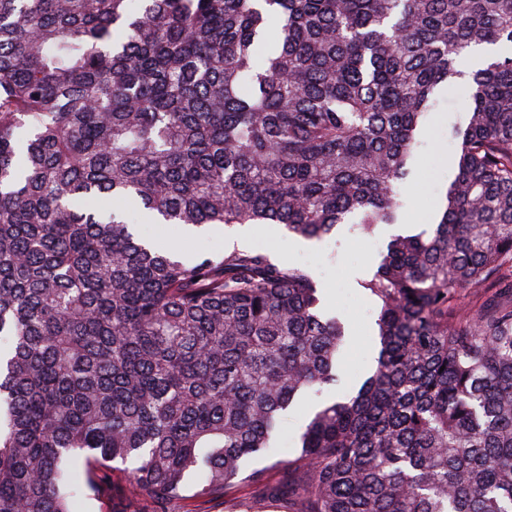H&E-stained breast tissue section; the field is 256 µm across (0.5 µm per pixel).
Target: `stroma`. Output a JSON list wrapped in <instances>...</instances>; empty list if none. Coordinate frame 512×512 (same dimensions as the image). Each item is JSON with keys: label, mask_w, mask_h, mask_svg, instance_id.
I'll return each mask as SVG.
<instances>
[{"label": "stroma", "mask_w": 512, "mask_h": 512, "mask_svg": "<svg viewBox=\"0 0 512 512\" xmlns=\"http://www.w3.org/2000/svg\"><path fill=\"white\" fill-rule=\"evenodd\" d=\"M434 99L419 136L411 173L401 185L405 207L400 221L420 229L434 223L442 209L445 190L454 174L453 132L469 119L467 103L457 90L440 86ZM144 230L156 241L181 246L188 253L220 252L236 243L220 228L192 239L175 225L148 224ZM249 231V237L238 242L241 247L262 251L280 264L310 268L323 289L328 310L352 319L349 361L338 386L339 391H348L374 365L376 309L363 283L376 270L392 235L391 225L381 224L364 234L355 225L342 224L335 235L320 241L301 240L280 224H253Z\"/></svg>", "instance_id": "1"}]
</instances>
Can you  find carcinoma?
<instances>
[{"mask_svg":"<svg viewBox=\"0 0 512 512\" xmlns=\"http://www.w3.org/2000/svg\"><path fill=\"white\" fill-rule=\"evenodd\" d=\"M498 43L512 0H0V512L116 476L149 512H512V54L459 70ZM442 82L470 118L441 217L389 240L375 366L272 483L349 324L308 268L189 258L128 210L191 236L396 224ZM317 400L319 399L314 395L310 396L302 406L288 417V420L283 425L280 438L281 448H285V451L278 456L261 462L258 466H272L276 460L288 455V451L290 452L294 446V438L299 434L301 427L305 423L308 407Z\"/></svg>","mask_w":512,"mask_h":512,"instance_id":"1","label":"carcinoma"}]
</instances>
